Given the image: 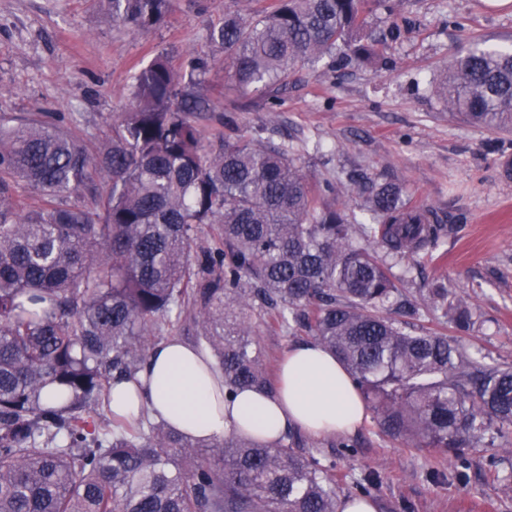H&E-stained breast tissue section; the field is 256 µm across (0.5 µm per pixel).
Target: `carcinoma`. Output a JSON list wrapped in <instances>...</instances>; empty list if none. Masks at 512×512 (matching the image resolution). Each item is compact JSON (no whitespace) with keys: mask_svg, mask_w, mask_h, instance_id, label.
I'll return each instance as SVG.
<instances>
[{"mask_svg":"<svg viewBox=\"0 0 512 512\" xmlns=\"http://www.w3.org/2000/svg\"><path fill=\"white\" fill-rule=\"evenodd\" d=\"M112 20L141 31L172 0H103ZM400 0H275L210 33L244 94L277 93L297 62L339 65L379 55L376 12ZM209 62L174 67L157 53L134 75L131 100L91 151L48 119L0 126V512H337L331 460L299 436L258 444L236 434L205 443L162 421L112 416L114 380H134L158 321L175 312L232 394L275 389L250 313L315 337L333 352L387 436L459 461L486 437L512 432V369L424 327L378 257L439 249L434 210L403 188L351 173L365 197L368 244L336 202V186L302 173L275 144L191 119ZM433 93L448 114L512 132V50L467 49ZM24 182L30 194L17 193ZM74 196L88 197L75 203ZM212 244L197 246L201 226ZM428 301L470 326L466 302L437 284Z\"/></svg>","mask_w":512,"mask_h":512,"instance_id":"1","label":"carcinoma"}]
</instances>
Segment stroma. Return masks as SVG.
Returning <instances> with one entry per match:
<instances>
[{"label":"stroma","mask_w":512,"mask_h":512,"mask_svg":"<svg viewBox=\"0 0 512 512\" xmlns=\"http://www.w3.org/2000/svg\"><path fill=\"white\" fill-rule=\"evenodd\" d=\"M273 0H174L160 27L134 31L113 22L101 0H0V117L52 119L74 130L90 149L110 131L113 113L130 97L131 77L158 52L174 63L199 56L210 70L199 92L216 112L200 121L211 135L218 118L263 143L293 147L303 173L333 183L353 171L399 184L435 209L446 235L439 250L385 258L405 273L404 288L422 307L419 323L446 334L488 367L512 366V178L499 161L512 158V134H495L450 117L430 82L470 44L512 48V4L488 0H403L398 20L376 13L382 40L371 63L332 71L297 64L296 80L280 92L240 99L223 49L210 40L225 13H263ZM462 296L472 311L468 331L424 309L433 282ZM269 374L284 352L305 342L252 321ZM317 457L335 461L339 496L376 476L370 496L379 512H512V435L470 449L465 464L433 448L384 435L374 417L350 434L305 437Z\"/></svg>","instance_id":"35a3bbf8"}]
</instances>
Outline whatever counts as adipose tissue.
Returning <instances> with one entry per match:
<instances>
[{"mask_svg": "<svg viewBox=\"0 0 512 512\" xmlns=\"http://www.w3.org/2000/svg\"><path fill=\"white\" fill-rule=\"evenodd\" d=\"M207 442L229 433L273 442L287 430L313 436L355 431L366 407L348 373L317 342L292 346L274 393L224 391V376L205 352L172 339L154 346L138 381L112 386V412L132 420L141 412Z\"/></svg>", "mask_w": 512, "mask_h": 512, "instance_id": "adipose-tissue-1", "label": "adipose tissue"}]
</instances>
